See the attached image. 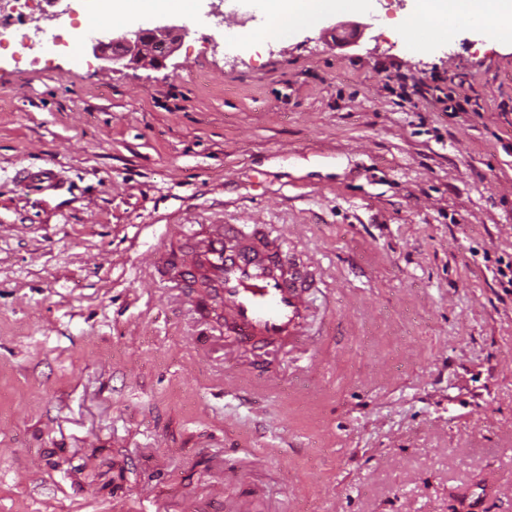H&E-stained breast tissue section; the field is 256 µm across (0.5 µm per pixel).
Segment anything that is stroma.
<instances>
[{"label": "stroma", "instance_id": "35a3bbf8", "mask_svg": "<svg viewBox=\"0 0 512 512\" xmlns=\"http://www.w3.org/2000/svg\"><path fill=\"white\" fill-rule=\"evenodd\" d=\"M89 0L0 43V512H512V43L460 28L416 52L414 0L267 41L211 0L165 67H105ZM39 33L38 54L18 32ZM471 83L482 117L397 103L386 73ZM48 167L61 190L24 188ZM262 218L320 262L306 350L266 383L147 280L166 219Z\"/></svg>", "mask_w": 512, "mask_h": 512}]
</instances>
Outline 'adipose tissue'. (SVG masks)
I'll return each instance as SVG.
<instances>
[{"mask_svg": "<svg viewBox=\"0 0 512 512\" xmlns=\"http://www.w3.org/2000/svg\"><path fill=\"white\" fill-rule=\"evenodd\" d=\"M368 0H258L265 16L267 38H283L302 24H311L329 12L361 11ZM192 0H104L102 6L89 12L92 25L111 23L113 16H147L172 10L191 14ZM491 19L488 36L499 42H512V0H416L406 26L430 27L441 39L464 23L479 24Z\"/></svg>", "mask_w": 512, "mask_h": 512, "instance_id": "adipose-tissue-1", "label": "adipose tissue"}]
</instances>
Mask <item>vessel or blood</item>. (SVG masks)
Listing matches in <instances>:
<instances>
[{"label":"vessel or blood","mask_w":512,"mask_h":512,"mask_svg":"<svg viewBox=\"0 0 512 512\" xmlns=\"http://www.w3.org/2000/svg\"><path fill=\"white\" fill-rule=\"evenodd\" d=\"M21 181L39 193L60 180L50 168H23ZM152 279L178 289L181 300L225 337L232 356L256 345L297 346L310 334V296L322 268L287 245L269 224H171L144 259Z\"/></svg>","instance_id":"vessel-or-blood-1"}]
</instances>
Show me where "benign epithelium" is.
I'll return each instance as SVG.
<instances>
[{
  "mask_svg": "<svg viewBox=\"0 0 512 512\" xmlns=\"http://www.w3.org/2000/svg\"><path fill=\"white\" fill-rule=\"evenodd\" d=\"M186 34V26L173 22L154 29L139 27L107 41L96 40L92 53L97 59L114 65L128 62L161 68Z\"/></svg>",
  "mask_w": 512,
  "mask_h": 512,
  "instance_id": "benign-epithelium-1",
  "label": "benign epithelium"
}]
</instances>
